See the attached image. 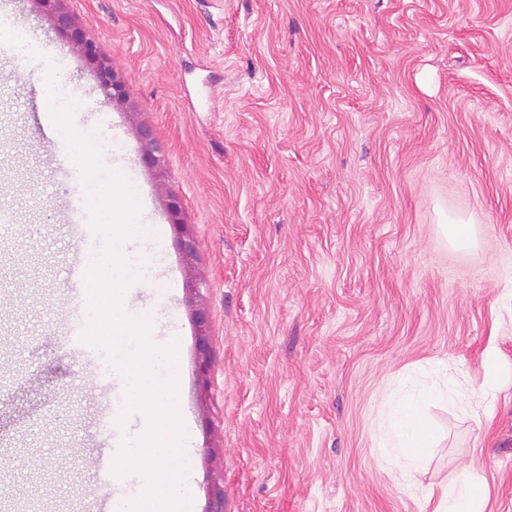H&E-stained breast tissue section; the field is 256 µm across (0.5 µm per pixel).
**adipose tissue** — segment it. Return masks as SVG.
Segmentation results:
<instances>
[{
	"mask_svg": "<svg viewBox=\"0 0 512 512\" xmlns=\"http://www.w3.org/2000/svg\"><path fill=\"white\" fill-rule=\"evenodd\" d=\"M433 396V390L423 389L410 398L396 400L392 406L394 422L387 450L394 460L397 480L406 485L413 483L423 465L421 450L430 437L425 410ZM484 504L481 486L453 477L440 485L433 512H483Z\"/></svg>",
	"mask_w": 512,
	"mask_h": 512,
	"instance_id": "ef3b65f1",
	"label": "adipose tissue"
}]
</instances>
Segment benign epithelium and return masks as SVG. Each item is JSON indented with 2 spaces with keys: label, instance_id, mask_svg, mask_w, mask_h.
Returning <instances> with one entry per match:
<instances>
[{
  "label": "benign epithelium",
  "instance_id": "1",
  "mask_svg": "<svg viewBox=\"0 0 512 512\" xmlns=\"http://www.w3.org/2000/svg\"><path fill=\"white\" fill-rule=\"evenodd\" d=\"M58 2L60 0H35V3L43 8V14L50 17L57 33L71 44L73 50L80 55L91 69L102 95V104L105 106L122 104L126 98L123 79L113 71L96 41L75 28L71 16L57 6ZM137 134L143 143L142 161L145 167L155 172L157 177L164 176L163 157L165 150L155 139L152 128L148 125H140L137 128ZM166 210L169 214L170 224L177 231L181 249L187 254L191 253L194 250V245L191 240L187 239L184 223L180 218V203L177 199L171 198L166 204ZM194 321L197 328V352L200 354L199 373L204 375L208 369V318L204 309L200 307L194 309Z\"/></svg>",
  "mask_w": 512,
  "mask_h": 512
}]
</instances>
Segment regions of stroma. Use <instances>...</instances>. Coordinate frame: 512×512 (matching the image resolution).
<instances>
[{
  "mask_svg": "<svg viewBox=\"0 0 512 512\" xmlns=\"http://www.w3.org/2000/svg\"><path fill=\"white\" fill-rule=\"evenodd\" d=\"M126 82L101 107L90 69L51 71L56 37L0 50V498L87 512L98 474V382L56 342L76 253L35 81L71 87L80 127L109 141L99 180L128 168L160 250L140 304L175 306L195 512L216 478L224 512H432L456 475L512 512V0H65ZM165 146L166 182L138 125ZM177 197L195 243L181 252ZM478 243L455 247L439 219ZM208 310L199 377L187 283ZM503 389L483 396L484 355ZM442 379L416 486L381 436L390 396ZM137 134L143 143L142 161L145 167L155 172V177H163L164 147L155 139L153 130L148 125H139ZM166 210L169 214V223L172 224L178 234V242L181 246V249L190 254L194 250L193 242L190 239H186L187 234L184 230V223L181 221L180 213L181 206L176 198H170L166 204Z\"/></svg>",
  "mask_w": 512,
  "mask_h": 512,
  "instance_id": "1",
  "label": "stroma"
}]
</instances>
